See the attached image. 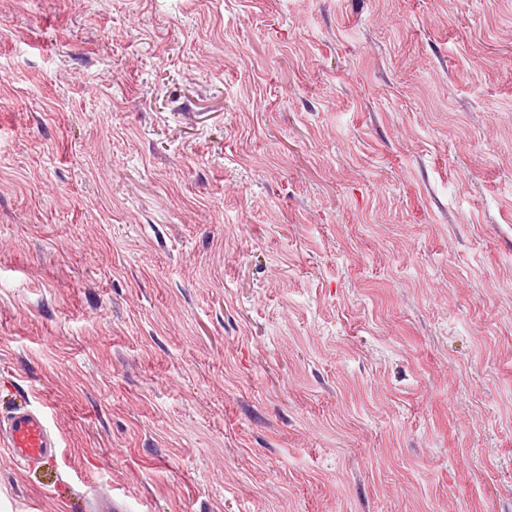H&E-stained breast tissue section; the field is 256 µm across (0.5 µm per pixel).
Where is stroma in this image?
Segmentation results:
<instances>
[{
    "label": "stroma",
    "instance_id": "1",
    "mask_svg": "<svg viewBox=\"0 0 512 512\" xmlns=\"http://www.w3.org/2000/svg\"><path fill=\"white\" fill-rule=\"evenodd\" d=\"M17 512H512V0H0ZM9 464L30 468L56 453L59 443L51 433L41 410L18 409L0 422Z\"/></svg>",
    "mask_w": 512,
    "mask_h": 512
}]
</instances>
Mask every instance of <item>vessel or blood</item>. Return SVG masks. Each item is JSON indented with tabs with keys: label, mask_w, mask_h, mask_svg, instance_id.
Listing matches in <instances>:
<instances>
[{
	"label": "vessel or blood",
	"mask_w": 512,
	"mask_h": 512,
	"mask_svg": "<svg viewBox=\"0 0 512 512\" xmlns=\"http://www.w3.org/2000/svg\"><path fill=\"white\" fill-rule=\"evenodd\" d=\"M0 439L11 465L29 468L55 454L59 443L51 433L43 411L18 409L0 421Z\"/></svg>",
	"instance_id": "1"
}]
</instances>
